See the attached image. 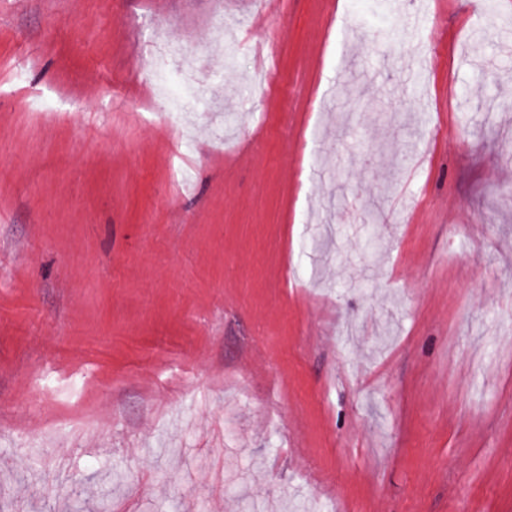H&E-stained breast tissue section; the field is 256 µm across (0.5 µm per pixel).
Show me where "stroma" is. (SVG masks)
I'll use <instances>...</instances> for the list:
<instances>
[{
	"instance_id": "1",
	"label": "stroma",
	"mask_w": 512,
	"mask_h": 512,
	"mask_svg": "<svg viewBox=\"0 0 512 512\" xmlns=\"http://www.w3.org/2000/svg\"><path fill=\"white\" fill-rule=\"evenodd\" d=\"M0 0V512H512V0Z\"/></svg>"
}]
</instances>
